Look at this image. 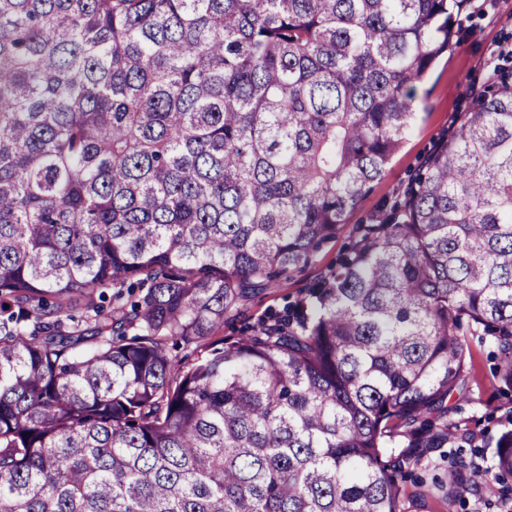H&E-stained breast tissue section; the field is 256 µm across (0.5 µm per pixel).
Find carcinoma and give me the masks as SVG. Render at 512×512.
Masks as SVG:
<instances>
[{
  "label": "carcinoma",
  "mask_w": 512,
  "mask_h": 512,
  "mask_svg": "<svg viewBox=\"0 0 512 512\" xmlns=\"http://www.w3.org/2000/svg\"><path fill=\"white\" fill-rule=\"evenodd\" d=\"M469 3L0 0V512H404L447 447L457 495L469 337L512 393V81L288 315L214 333L384 176Z\"/></svg>",
  "instance_id": "cac0c4a2"
}]
</instances>
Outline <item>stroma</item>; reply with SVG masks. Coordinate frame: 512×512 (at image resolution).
Segmentation results:
<instances>
[{"mask_svg":"<svg viewBox=\"0 0 512 512\" xmlns=\"http://www.w3.org/2000/svg\"><path fill=\"white\" fill-rule=\"evenodd\" d=\"M512 51V0H471L470 16L452 51L438 59L417 88V121L403 148L392 158L385 175L373 182L343 231L315 251L311 263L275 282L225 320L221 336H242L269 314L286 315L309 288L327 278L337 259L360 240L364 228L379 223L391 205L402 198L423 168L434 146L446 138L460 113L468 111L473 95L487 87L500 54ZM475 379L470 400L457 404L455 418L474 435L463 455L476 463L490 462L495 442L503 430L512 398L503 395L493 377L497 364L494 347L472 342ZM431 462L413 468L405 484L406 512H502V499L486 490L464 491L459 500L448 497V462L439 450Z\"/></svg>","mask_w":512,"mask_h":512,"instance_id":"stroma-1","label":"stroma"}]
</instances>
